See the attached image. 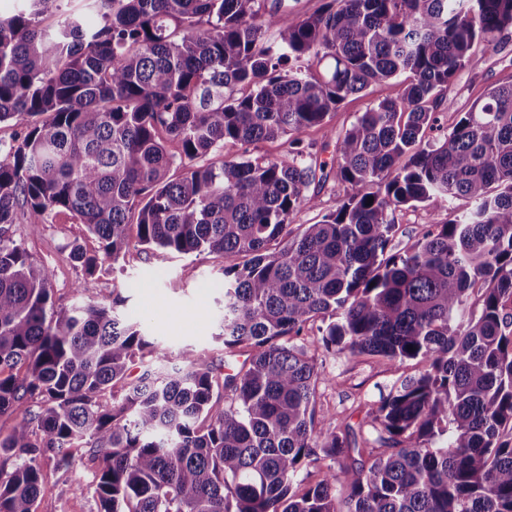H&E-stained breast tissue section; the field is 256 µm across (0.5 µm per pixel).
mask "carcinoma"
<instances>
[{
    "instance_id": "cac0c4a2",
    "label": "carcinoma",
    "mask_w": 512,
    "mask_h": 512,
    "mask_svg": "<svg viewBox=\"0 0 512 512\" xmlns=\"http://www.w3.org/2000/svg\"><path fill=\"white\" fill-rule=\"evenodd\" d=\"M28 2L0 18V124L16 127L0 159V416L20 415L0 437V512H36L42 462L85 457L98 512H512V83L426 141L442 89L512 29V0H328L308 17L284 0H86L50 27L54 0ZM401 76L402 97L337 144L342 203L292 227L317 206L300 135ZM283 136L282 159L217 157ZM460 198L464 213L392 246L396 211ZM61 212L114 261L223 258L220 336L241 368L220 381L188 349L168 366L120 297L55 310L10 231ZM71 254L94 273L97 257ZM345 351L421 365L366 411L361 448L317 410L318 356Z\"/></svg>"
}]
</instances>
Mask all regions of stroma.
Masks as SVG:
<instances>
[{
	"mask_svg": "<svg viewBox=\"0 0 512 512\" xmlns=\"http://www.w3.org/2000/svg\"><path fill=\"white\" fill-rule=\"evenodd\" d=\"M512 80V37L496 47L478 48L474 61L460 69L444 92L448 105L440 115L445 128H452L464 112L470 111L494 86ZM404 86L400 81L371 86L366 94L349 97L333 112L327 129H310L303 140L320 169L308 188L318 205L300 208L294 224H313L321 216L336 210L344 198L336 180L338 154L336 145L356 116L385 98H398ZM447 214L430 203L398 212L395 246L413 242L425 225L445 221ZM13 238L22 244L30 257L45 267L56 309L64 310L88 300L104 301L120 296L124 310L138 321L148 339L177 357L186 348L212 365L217 375L229 367L240 366L241 357H226L219 339V320L224 301V262L201 252L188 256L153 250H131L119 260L105 259L94 275H85L71 256L73 245L87 252L100 250L98 239L86 225L74 217L59 214L48 224L31 229L26 224L12 227ZM323 370L331 382L321 387L317 404L335 411L338 419L347 420L358 437L368 436L371 420L364 404L386 396L399 377L417 372L415 361L392 367L385 360L341 353L328 356ZM94 466L86 462L68 474L58 472L52 462L42 464L41 493L37 512H97V504L87 486Z\"/></svg>",
	"mask_w": 512,
	"mask_h": 512,
	"instance_id": "35a3bbf8",
	"label": "stroma"
}]
</instances>
